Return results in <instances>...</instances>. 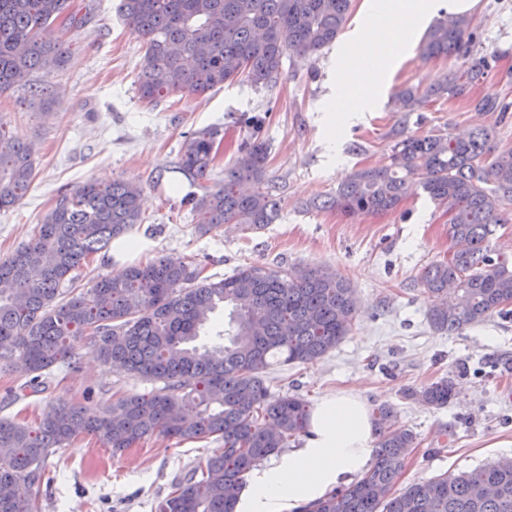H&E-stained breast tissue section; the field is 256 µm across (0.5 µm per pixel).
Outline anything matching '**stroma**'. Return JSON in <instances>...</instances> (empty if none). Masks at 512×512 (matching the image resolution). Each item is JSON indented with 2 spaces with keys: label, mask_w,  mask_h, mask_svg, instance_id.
<instances>
[{
  "label": "stroma",
  "mask_w": 512,
  "mask_h": 512,
  "mask_svg": "<svg viewBox=\"0 0 512 512\" xmlns=\"http://www.w3.org/2000/svg\"><path fill=\"white\" fill-rule=\"evenodd\" d=\"M69 2L88 22L68 33L63 64L0 95V123L32 144L36 163L26 196L0 210V260L29 240L58 190L89 180L139 182L142 222L132 234L143 249L126 256L127 265L165 256L201 267L210 277L243 264L274 270L328 266L355 289L359 310L349 334L316 362L269 369L271 396L294 394L314 405L326 393L344 391L359 394L369 409L391 404L398 425L417 435L397 482L401 488L512 457V319L495 315L452 335L434 331L426 319L430 300L416 283L422 269L446 258L452 246L445 209L420 191L380 215L303 207L335 193L356 169L387 164L394 143L407 135L484 127L497 149H512V110L482 112L474 105L490 97L512 106V0H481L471 18L477 50L495 62L467 95L399 111L395 96L401 89L426 90L460 66L452 58H423L415 41L371 92V111L347 122L332 121L323 110L330 61L348 53L346 35L315 58L285 60L273 88L237 80L198 98L173 96L153 106L137 95L144 48L118 14L120 0ZM35 83L49 87L47 100L31 96ZM261 113L279 218L257 232L228 224L218 234H198L197 219L182 200L199 192V183L175 170L183 141L195 131L221 128L224 139L210 175L218 183L249 134L246 118ZM331 127L332 146L326 141ZM70 344L77 369L54 370L45 393L5 401L6 390L26 376L0 368V417L32 423L60 398L100 412L118 398L152 390V383L102 364L90 337H73ZM448 376L456 383L448 406L427 407L405 395ZM218 446L210 438L178 441L155 434L116 456L81 436L46 458L45 479L33 491L41 512H157L172 485L204 465Z\"/></svg>",
  "instance_id": "1"
}]
</instances>
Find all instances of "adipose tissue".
I'll return each mask as SVG.
<instances>
[{
  "label": "adipose tissue",
  "instance_id": "1",
  "mask_svg": "<svg viewBox=\"0 0 512 512\" xmlns=\"http://www.w3.org/2000/svg\"><path fill=\"white\" fill-rule=\"evenodd\" d=\"M479 2L365 0L366 8L349 37L351 60L334 67L326 111L347 114L370 108L366 90L386 80L385 63L393 59L400 36L399 29L387 22V15L418 27L436 15L472 14ZM372 431L371 417L357 394L326 393L311 413L302 446L253 468L235 512H298L301 506L349 483L372 457Z\"/></svg>",
  "mask_w": 512,
  "mask_h": 512
}]
</instances>
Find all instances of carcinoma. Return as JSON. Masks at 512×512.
<instances>
[{"mask_svg":"<svg viewBox=\"0 0 512 512\" xmlns=\"http://www.w3.org/2000/svg\"><path fill=\"white\" fill-rule=\"evenodd\" d=\"M353 0H121L119 12L145 46L137 79L139 98L197 97L242 77L256 89L274 87L283 60L313 58L342 31ZM68 0H0V94L37 71L63 63V36L84 26ZM64 19L61 30L52 24ZM472 21L438 18L421 46L424 58L465 62L438 85L401 91L413 112L444 95L458 96L483 79L487 56L475 51ZM224 181L200 185L185 199L209 234L226 224L257 231L274 222L280 198L267 178L263 119L249 121ZM220 131L194 132L177 169L195 180L210 177ZM35 177L31 146L0 125V210L21 201ZM422 189L456 217L448 259L428 264L418 278L431 300L430 327L450 334L493 315L512 317V261L488 247L493 227L512 222V149L498 151L485 128L465 137L407 136L382 167L361 168L307 209L381 214ZM143 189L133 181H88L61 194L35 225L30 242L0 261V364L31 376L14 397L59 363L75 365L74 336H88L101 362L159 384L144 395L122 397L101 414L57 400L38 425L0 418V512H39L32 488L55 448L89 435L118 455L142 439L213 437L224 443L205 464L174 484L159 512H234L251 469L306 432L307 401L270 396L265 382L274 365L313 363L348 335L359 310L355 289L334 269L270 270L237 267L219 280L200 279L182 261L159 257L121 277L102 276L80 291L66 288L72 273L141 223ZM229 310V328L200 344L217 309ZM407 395L428 407L447 406L454 383L443 377ZM388 404L373 408L377 433L372 462L356 481L299 512H512V458L470 473L442 474L395 485L416 445V435L392 424Z\"/></svg>","mask_w":512,"mask_h":512,"instance_id":"cac0c4a2","label":"carcinoma"}]
</instances>
